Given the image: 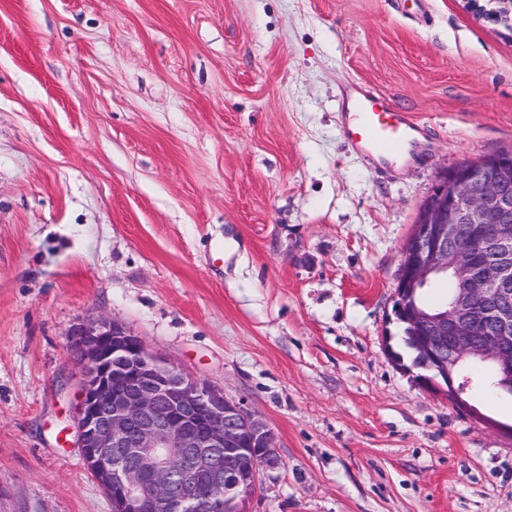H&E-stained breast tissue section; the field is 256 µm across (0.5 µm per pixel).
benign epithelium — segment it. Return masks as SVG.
<instances>
[{
    "mask_svg": "<svg viewBox=\"0 0 512 512\" xmlns=\"http://www.w3.org/2000/svg\"><path fill=\"white\" fill-rule=\"evenodd\" d=\"M511 184V150L445 171L402 250L393 315L417 352V384L463 407L462 358L512 381ZM449 270L454 297L425 310L419 294ZM68 348L80 381L77 445L112 512H201L221 491L224 512H246L260 470L279 463L262 416L179 372L117 319L76 323Z\"/></svg>",
    "mask_w": 512,
    "mask_h": 512,
    "instance_id": "benign-epithelium-1",
    "label": "benign epithelium"
}]
</instances>
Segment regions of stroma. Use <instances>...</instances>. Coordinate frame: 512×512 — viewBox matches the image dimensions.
Wrapping results in <instances>:
<instances>
[{"label":"stroma","mask_w":512,"mask_h":512,"mask_svg":"<svg viewBox=\"0 0 512 512\" xmlns=\"http://www.w3.org/2000/svg\"><path fill=\"white\" fill-rule=\"evenodd\" d=\"M360 84L429 135L353 150ZM512 149V31L463 0H0V512H112L67 333L117 319L244 401L247 512H512V397L390 358L439 176Z\"/></svg>","instance_id":"obj_1"}]
</instances>
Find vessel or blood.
Masks as SVG:
<instances>
[{"mask_svg":"<svg viewBox=\"0 0 512 512\" xmlns=\"http://www.w3.org/2000/svg\"><path fill=\"white\" fill-rule=\"evenodd\" d=\"M354 109L355 124L346 128L345 133L356 150H376L398 158L416 147L421 128L385 99L361 89L355 97Z\"/></svg>","mask_w":512,"mask_h":512,"instance_id":"obj_1","label":"vessel or blood"}]
</instances>
